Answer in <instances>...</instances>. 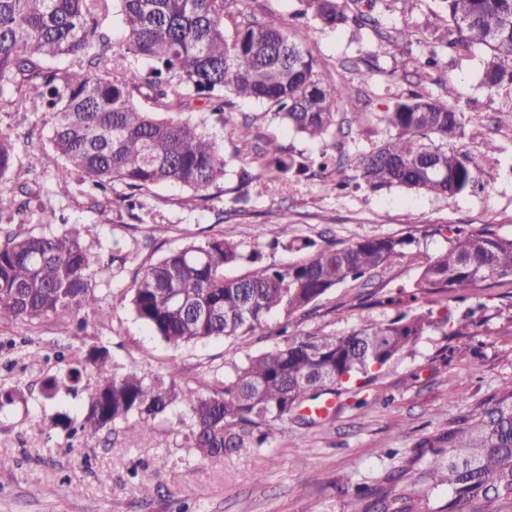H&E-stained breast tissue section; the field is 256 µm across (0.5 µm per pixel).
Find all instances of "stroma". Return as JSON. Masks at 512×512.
<instances>
[{"label":"stroma","instance_id":"1","mask_svg":"<svg viewBox=\"0 0 512 512\" xmlns=\"http://www.w3.org/2000/svg\"><path fill=\"white\" fill-rule=\"evenodd\" d=\"M298 0H247L246 12L257 20L288 30L315 56L323 81L347 84L366 102L365 119L344 126L336 136V153L355 158L388 135L385 112L398 97L413 91L439 96L445 83L456 89V107L467 126L480 128L483 139H463V150L485 163L490 174L485 191L448 200L399 187L376 192L337 191L340 176L293 177L278 195L250 190L246 212L223 218L234 206L232 171L249 144L224 143L230 169L216 198L202 201L177 185L152 187L142 206L128 213L119 198L125 187L112 185L110 203L92 210L89 183L79 177L54 178L59 163L48 137L51 123L40 112L15 111L22 92L9 83L0 88V133L16 141L15 167L0 179L12 191L27 190L31 202L20 213L0 215V231L38 233L41 209L54 210L71 224H92L83 246L99 262L92 291L80 315L85 332L67 336L54 320L34 326L0 323V340H13L0 351V389L16 388L23 399L0 411V512H346L356 488L381 484L424 437L436 434L458 416L464 401H476L512 382V281H484L457 292L449 301L448 333L431 332L419 344L381 370L369 382L335 400L329 426L293 425L287 437L267 448H243L202 459L183 446V415L174 410L158 420L149 439L122 428L93 437L66 438L52 426L57 413L77 416L95 373L84 376L77 393L42 395L45 379L63 372L56 359L64 347H106L115 372L149 367L176 382L209 391L215 371H231L247 356L271 348L280 327L289 333H346L371 319L394 317L389 308L372 305L371 294L409 285L430 256L446 249L440 235L422 237L421 223L488 228L512 237V128L498 127L500 110L512 104L505 95L480 83L484 54L471 49L448 53L433 80L419 78L417 61L428 50L430 35L445 27L435 0H378L376 26L349 24L325 28L297 18ZM414 35L396 41L402 27ZM237 111L254 120L253 136L277 139L294 153L317 157L324 143L294 134L275 119L267 105L242 101ZM291 236L343 244L368 236L418 235L399 262L375 273L368 282L347 281L328 292L304 315L275 313L254 335L217 338L206 344L174 349L134 317L123 295L138 270L168 251L222 235L263 249L266 263L284 266L299 260L294 251L270 249L280 220ZM462 400L451 398V391ZM264 461L263 479H255L256 461ZM155 471L149 486L133 473Z\"/></svg>","mask_w":512,"mask_h":512}]
</instances>
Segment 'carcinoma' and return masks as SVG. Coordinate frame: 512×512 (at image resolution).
I'll list each match as a JSON object with an SVG mask.
<instances>
[{"label": "carcinoma", "mask_w": 512, "mask_h": 512, "mask_svg": "<svg viewBox=\"0 0 512 512\" xmlns=\"http://www.w3.org/2000/svg\"><path fill=\"white\" fill-rule=\"evenodd\" d=\"M245 0H0V89L14 82L27 89L18 112H49L50 144L61 160V180L79 174L105 193L115 180L129 193V210L154 186L176 184L205 199L227 174L224 145L206 130L210 120L230 139L247 141L251 124L233 121L235 100L269 106L294 133L326 142L336 135L339 107L362 118L359 93L325 85L311 53L282 29L243 15ZM301 16L324 27L373 19L377 0H299ZM446 32L432 40L422 67L434 69L448 50L486 51L481 84L512 91V0H438ZM116 9L126 40L112 50L102 17ZM70 59L67 67L52 65ZM446 96L415 92L398 99L384 121L391 133L379 146L347 163L326 151L315 159L293 154L274 138L254 148L236 172L241 185L259 184L275 194L291 174L313 176L354 169L351 186L403 187L451 200L483 185L485 168L456 149L464 136L461 113ZM207 120L177 115L197 104ZM15 143L0 134V179L15 165ZM284 221L271 246L305 252L287 266L263 261L262 249L213 237L172 250L147 266L124 298L136 319L173 348L211 339L249 336L266 318L304 311L347 280H360L404 256L413 238L362 237L338 246L311 239L288 240ZM448 248L421 267L409 288L378 301L399 308L386 321H370L342 335L313 333L285 338L214 379L204 394L148 367L118 374L105 347L62 354V377L43 382L54 399L61 387L75 392L91 371L98 383L83 416L59 413L54 425L72 438L95 436L117 425L144 439L172 408L186 410L184 444L201 457L240 448H266L288 435V421L305 402L380 369L412 350L430 331L448 335V295L478 282L512 279V238L441 225ZM94 225L61 232L6 235L0 244V322L35 324L54 319L61 332L83 331L78 313L91 291L94 260L81 235ZM245 265L247 274L227 278L224 268ZM432 467L416 468L425 456ZM401 486L394 493L395 486ZM443 489L452 498L437 512H512V383L487 393L422 439L416 454L387 478V485L357 489L348 512H424Z\"/></svg>", "instance_id": "obj_1"}]
</instances>
